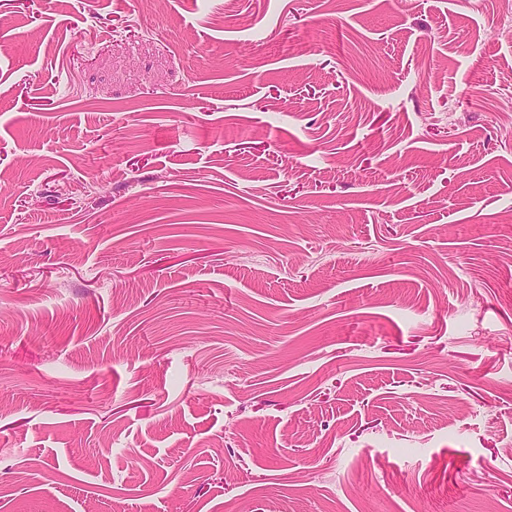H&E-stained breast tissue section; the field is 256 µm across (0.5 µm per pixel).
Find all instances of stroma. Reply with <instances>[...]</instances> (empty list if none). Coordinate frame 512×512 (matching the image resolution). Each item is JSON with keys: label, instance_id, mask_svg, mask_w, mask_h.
<instances>
[{"label": "stroma", "instance_id": "35a3bbf8", "mask_svg": "<svg viewBox=\"0 0 512 512\" xmlns=\"http://www.w3.org/2000/svg\"><path fill=\"white\" fill-rule=\"evenodd\" d=\"M512 512V0H0V512Z\"/></svg>", "mask_w": 512, "mask_h": 512}]
</instances>
